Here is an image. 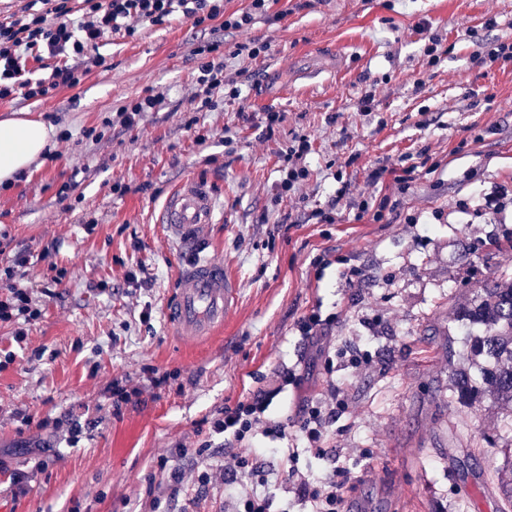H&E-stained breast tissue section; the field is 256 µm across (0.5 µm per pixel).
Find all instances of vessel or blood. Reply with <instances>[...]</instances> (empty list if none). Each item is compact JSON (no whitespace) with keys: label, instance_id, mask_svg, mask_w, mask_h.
I'll use <instances>...</instances> for the list:
<instances>
[{"label":"vessel or blood","instance_id":"1","mask_svg":"<svg viewBox=\"0 0 512 512\" xmlns=\"http://www.w3.org/2000/svg\"><path fill=\"white\" fill-rule=\"evenodd\" d=\"M219 202L203 181L190 178L166 197L161 222L167 232L185 245L197 243L213 223ZM238 295L236 278L222 258H204L184 268L177 279L175 296L164 310L167 323L190 337L211 335L230 314Z\"/></svg>","mask_w":512,"mask_h":512}]
</instances>
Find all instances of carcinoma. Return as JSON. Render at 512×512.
<instances>
[{"mask_svg":"<svg viewBox=\"0 0 512 512\" xmlns=\"http://www.w3.org/2000/svg\"><path fill=\"white\" fill-rule=\"evenodd\" d=\"M456 321L471 364L451 375L448 402L470 407L485 399L512 401V279H496L477 289L460 308ZM490 448L470 451L463 470L482 466Z\"/></svg>","mask_w":512,"mask_h":512,"instance_id":"obj_1","label":"carcinoma"}]
</instances>
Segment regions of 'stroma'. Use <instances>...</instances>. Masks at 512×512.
<instances>
[{
	"label": "stroma",
	"mask_w": 512,
	"mask_h": 512,
	"mask_svg": "<svg viewBox=\"0 0 512 512\" xmlns=\"http://www.w3.org/2000/svg\"><path fill=\"white\" fill-rule=\"evenodd\" d=\"M270 11L240 30L179 16L142 23L110 37L105 66L77 86L0 100V115L39 113L71 134L0 190V227L12 248L32 249L19 275L41 311L23 344L0 325V350L16 355L0 370V512H238L253 481L225 497L224 439L211 420L288 370L305 379L281 415L306 403L336 411L325 455L299 451L295 468L350 471L346 512H496L512 481V403L453 406L448 385L464 362L451 334L458 304L512 277V62L474 59L512 40V0H273ZM434 34L448 53L433 65L423 45ZM206 40L222 41L227 90L241 95L226 90L197 113L192 51ZM248 41L270 48L234 55ZM335 57L338 72L308 75ZM149 90L155 111L128 130L112 124ZM268 110L277 125H266ZM92 127L100 140L84 137ZM298 136L310 144L306 175L285 193L283 157ZM381 163L416 166V179L404 191L388 177L371 183ZM188 178L221 203L191 249L157 222ZM489 194L502 214L483 210ZM364 200L383 204L382 219L360 213ZM333 209L335 223L310 219ZM205 256L224 259L238 302L219 338L193 346L163 308L182 269ZM314 308L329 321L326 363H307L297 331ZM114 379L142 392L117 415L103 393ZM65 417L80 422L79 442L52 428ZM178 445L185 455L171 456ZM466 448L492 455L465 475ZM172 470L184 475L177 496Z\"/></svg>",
	"instance_id": "stroma-1"
}]
</instances>
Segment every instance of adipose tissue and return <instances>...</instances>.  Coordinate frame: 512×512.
Instances as JSON below:
<instances>
[{"instance_id": "adipose-tissue-1", "label": "adipose tissue", "mask_w": 512, "mask_h": 512, "mask_svg": "<svg viewBox=\"0 0 512 512\" xmlns=\"http://www.w3.org/2000/svg\"><path fill=\"white\" fill-rule=\"evenodd\" d=\"M54 129L43 116L15 112L0 118V186L43 163L52 148Z\"/></svg>"}]
</instances>
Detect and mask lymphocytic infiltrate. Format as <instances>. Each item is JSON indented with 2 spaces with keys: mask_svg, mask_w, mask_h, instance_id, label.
Masks as SVG:
<instances>
[{
  "mask_svg": "<svg viewBox=\"0 0 512 512\" xmlns=\"http://www.w3.org/2000/svg\"><path fill=\"white\" fill-rule=\"evenodd\" d=\"M268 11L267 0H251L249 11L225 15L223 0H26L20 12L0 21V100L17 97L42 100L59 87L80 83L90 68L104 65L100 44L121 33L134 36L135 25L149 21L155 25L180 16L200 26L223 19L225 28L237 29L250 24L254 14ZM199 59L197 111L210 110L213 96L224 89V54L219 43L207 42L193 50ZM55 60L49 74L33 77L29 60ZM5 233L0 232V324L16 325V343H23L26 333L19 321H33L41 311L34 307L29 288L16 281L19 269L27 267L29 254L20 250L7 254ZM295 373L275 375L266 380L253 396L225 408L222 417L213 421L214 433L232 436L236 442L255 434L284 440L288 425L270 419V412L280 404L287 386L299 385ZM351 476L345 470L334 471L326 478H300L293 484L295 497L308 512H344L343 489Z\"/></svg>",
  "mask_w": 512,
  "mask_h": 512,
  "instance_id": "lymphocytic-infiltrate-1",
  "label": "lymphocytic infiltrate"
}]
</instances>
